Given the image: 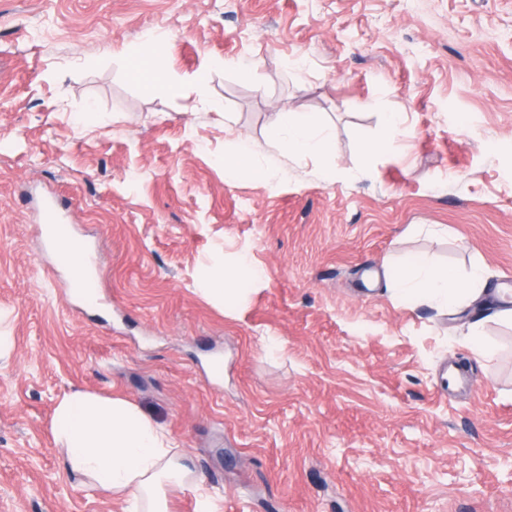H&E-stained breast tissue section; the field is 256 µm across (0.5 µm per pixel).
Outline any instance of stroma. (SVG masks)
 <instances>
[{
    "mask_svg": "<svg viewBox=\"0 0 512 512\" xmlns=\"http://www.w3.org/2000/svg\"><path fill=\"white\" fill-rule=\"evenodd\" d=\"M281 107L325 158L270 138ZM237 137L268 180L225 178ZM410 254L512 287V0H0V512H122L64 466L78 389L169 431L218 512H512V326L399 297ZM270 136L276 142L288 146L289 154L298 157H322L332 140L326 127H317L298 112L286 108L277 109L269 128ZM43 230L51 243L57 248L64 243L79 251H83L84 249V243L71 235L68 227L59 222L52 210H48L46 213Z\"/></svg>",
    "mask_w": 512,
    "mask_h": 512,
    "instance_id": "35a3bbf8",
    "label": "stroma"
}]
</instances>
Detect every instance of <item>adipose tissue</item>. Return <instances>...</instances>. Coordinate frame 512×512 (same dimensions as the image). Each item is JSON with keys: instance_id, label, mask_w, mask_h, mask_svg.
Here are the masks:
<instances>
[{"instance_id": "obj_1", "label": "adipose tissue", "mask_w": 512, "mask_h": 512, "mask_svg": "<svg viewBox=\"0 0 512 512\" xmlns=\"http://www.w3.org/2000/svg\"><path fill=\"white\" fill-rule=\"evenodd\" d=\"M272 139L290 154L322 157L332 140L328 128L299 113L277 109L269 128ZM482 281L472 276L462 287L454 271L426 266L414 258L397 270L393 288L404 298L460 306L476 300ZM53 431L65 454L67 470L93 488L126 502V512H169V486L193 480L170 434L130 401L77 390L56 406Z\"/></svg>"}]
</instances>
